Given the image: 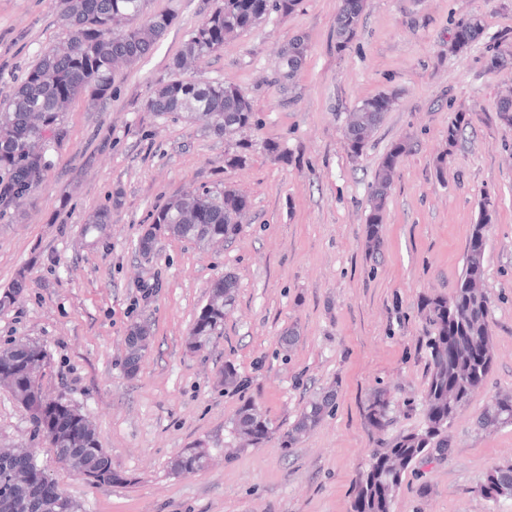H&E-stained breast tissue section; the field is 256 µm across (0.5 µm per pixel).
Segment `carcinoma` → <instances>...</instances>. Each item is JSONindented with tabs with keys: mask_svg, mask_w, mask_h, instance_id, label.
Here are the masks:
<instances>
[{
	"mask_svg": "<svg viewBox=\"0 0 512 512\" xmlns=\"http://www.w3.org/2000/svg\"><path fill=\"white\" fill-rule=\"evenodd\" d=\"M347 7L336 15V44L344 50L355 36L365 0H345ZM300 0H224V4L205 16L191 33L182 51L169 68L181 71L188 61L202 62L224 46V40L257 25L272 12L288 14ZM146 0H57L60 20L70 29L67 48L41 53L30 65L26 77L15 88L0 112V215L24 197V191L36 190L51 167L47 147L64 139L67 129L64 113L76 99L84 96L100 102L112 95L114 65L118 61L134 63L147 55L156 41L173 23L168 13L144 16ZM460 35L448 43V52L459 53L477 39L479 19L460 24ZM308 46L295 36L282 52L281 77L292 79L301 69ZM397 97L377 94L362 100L352 112L345 131V147L350 158L361 156L372 133L394 110ZM147 110L156 118L180 116L203 122L214 135L231 137L252 125L253 107L239 90L222 81L201 86L180 79L162 80L147 101ZM497 121L512 126V96L496 104ZM410 150L407 140L391 145L381 160L369 195L367 249L373 253L382 246L379 225L385 211L393 175L401 159ZM121 205V197H112V205L97 209L90 223H112V208ZM248 207L247 198L226 186L220 192L194 191L172 198L153 217V232L140 237V254L150 255L160 236H170L206 248L216 240L230 242L242 232L241 216ZM492 204L483 202L481 216L473 225L466 254V268L453 294L428 296L421 313L425 321V347L429 351L430 377L424 396V418L420 428L402 433L375 449L368 468L356 481L353 512H392L402 483V475H392L388 455L402 458L411 466L420 462L428 450L445 458L451 448L448 427L457 417L470 394L478 389L489 373L494 357L489 312L491 301L480 287L484 276L487 229ZM237 278L231 273L213 280L206 303L194 319L187 349H207L221 334L224 318L231 311ZM149 340L143 323L129 330L130 342L126 369L138 370ZM42 350L30 342L12 343L0 348V368L13 371L11 386L14 400L28 416L34 432L49 429L47 439L61 466L98 484L122 480L112 471V461L103 450L95 428L78 408L46 394L34 383L33 374L44 365ZM220 384L226 389L244 385L237 368L224 365ZM335 406V395L324 393L311 400L287 431L277 435L270 422L251 401L244 402L230 419L231 433L243 444L258 447L278 437L283 449L294 447ZM391 401L387 393L374 394L366 408L370 425L383 433L391 425ZM512 424V394L492 397L479 419L482 427ZM209 454L205 448H188L175 460L177 475L195 474L206 468ZM486 499L495 501L512 496V467L497 468L483 488ZM0 512H81V505L61 492L53 498L42 497L30 484L14 477L10 464L0 461Z\"/></svg>",
	"mask_w": 512,
	"mask_h": 512,
	"instance_id": "1",
	"label": "carcinoma"
}]
</instances>
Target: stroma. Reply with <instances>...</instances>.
Segmentation results:
<instances>
[{
  "instance_id": "1",
  "label": "stroma",
  "mask_w": 512,
  "mask_h": 512,
  "mask_svg": "<svg viewBox=\"0 0 512 512\" xmlns=\"http://www.w3.org/2000/svg\"><path fill=\"white\" fill-rule=\"evenodd\" d=\"M221 0H147V13L175 21L152 51L120 67L112 96L72 104L66 140L50 144L45 182L0 217V347L33 342L46 355L44 391L79 408L107 448L118 483L93 485L58 463L28 417L0 387V444L34 449L43 471L82 512H351L356 479L379 439L423 420L429 356L420 343L422 299L451 295L466 268V243L484 199L494 204L484 262L491 300L492 368L448 429L452 454L406 470L392 512H512V497L480 493L495 469L512 466V425L485 431L477 419L492 396L512 393V127L495 102L512 70L486 60L512 50V0H366L356 35L337 51L341 0H301L225 41L188 71L224 81L248 97L257 124L233 140L203 123L160 120L145 110L171 59ZM479 16L482 32L448 51L459 22ZM304 37L308 52L291 83L278 78L281 51ZM55 0H0V102L36 55L67 41ZM395 93L358 160L344 143L346 116L361 100ZM468 123L455 146L450 124ZM409 139L381 226L379 253L366 248L368 192L391 144ZM278 144L282 159L265 150ZM245 162L228 167L227 157ZM446 154L444 169L436 158ZM231 186L249 208L236 240L211 249L159 238L150 259L136 246L156 210L196 188ZM112 222H88L111 205ZM233 273L236 302L214 344L186 348L211 280ZM150 329L135 375L125 367L131 324ZM297 327L298 341L281 337ZM232 363L243 388L217 377ZM390 391L393 424L378 434L365 409ZM333 391L336 410L294 448L277 441L237 447L229 421L243 401L277 432L306 403ZM207 448V469L178 476L184 449Z\"/></svg>"
}]
</instances>
